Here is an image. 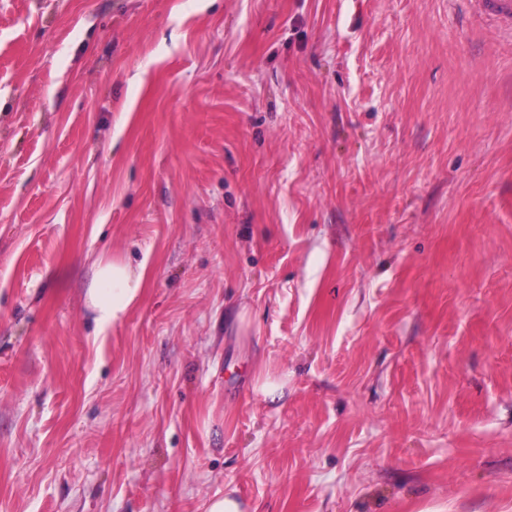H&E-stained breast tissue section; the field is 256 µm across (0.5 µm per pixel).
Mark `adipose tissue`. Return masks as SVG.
<instances>
[{"label": "adipose tissue", "mask_w": 512, "mask_h": 512, "mask_svg": "<svg viewBox=\"0 0 512 512\" xmlns=\"http://www.w3.org/2000/svg\"><path fill=\"white\" fill-rule=\"evenodd\" d=\"M94 283L85 304L94 315L97 328L120 323L140 298L145 282L144 268H133L127 262L99 256L94 262Z\"/></svg>", "instance_id": "obj_1"}]
</instances>
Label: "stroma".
Returning <instances> with one entry per match:
<instances>
[{
	"label": "stroma",
	"mask_w": 512,
	"mask_h": 512,
	"mask_svg": "<svg viewBox=\"0 0 512 512\" xmlns=\"http://www.w3.org/2000/svg\"><path fill=\"white\" fill-rule=\"evenodd\" d=\"M102 254L147 276L100 331ZM229 491L512 512V29L480 0H0V512Z\"/></svg>",
	"instance_id": "obj_1"
}]
</instances>
